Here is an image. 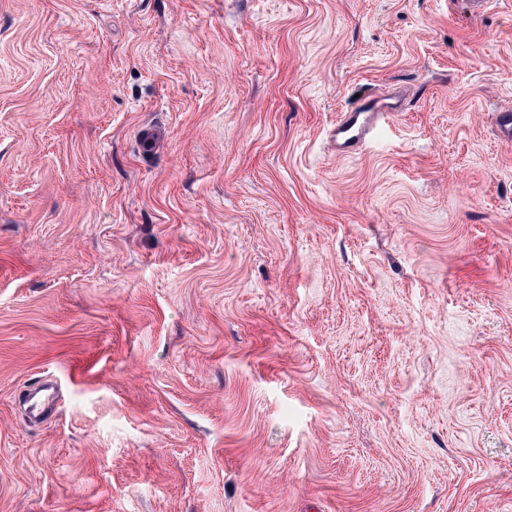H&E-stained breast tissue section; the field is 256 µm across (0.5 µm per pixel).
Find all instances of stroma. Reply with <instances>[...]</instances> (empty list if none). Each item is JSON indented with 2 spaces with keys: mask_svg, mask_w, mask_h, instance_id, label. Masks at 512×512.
Instances as JSON below:
<instances>
[{
  "mask_svg": "<svg viewBox=\"0 0 512 512\" xmlns=\"http://www.w3.org/2000/svg\"><path fill=\"white\" fill-rule=\"evenodd\" d=\"M510 106L512 0H0V512H512ZM377 97H366L354 108L342 113L332 131L336 154H359L377 127L388 125L397 107Z\"/></svg>",
  "mask_w": 512,
  "mask_h": 512,
  "instance_id": "obj_1",
  "label": "stroma"
}]
</instances>
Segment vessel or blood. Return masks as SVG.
Returning a JSON list of instances; mask_svg holds the SVG:
<instances>
[{
    "label": "vessel or blood",
    "mask_w": 512,
    "mask_h": 512,
    "mask_svg": "<svg viewBox=\"0 0 512 512\" xmlns=\"http://www.w3.org/2000/svg\"><path fill=\"white\" fill-rule=\"evenodd\" d=\"M395 110V105L369 96L350 111L342 113L332 131L337 155L349 157L359 154L376 128L389 124Z\"/></svg>",
    "instance_id": "obj_1"
}]
</instances>
